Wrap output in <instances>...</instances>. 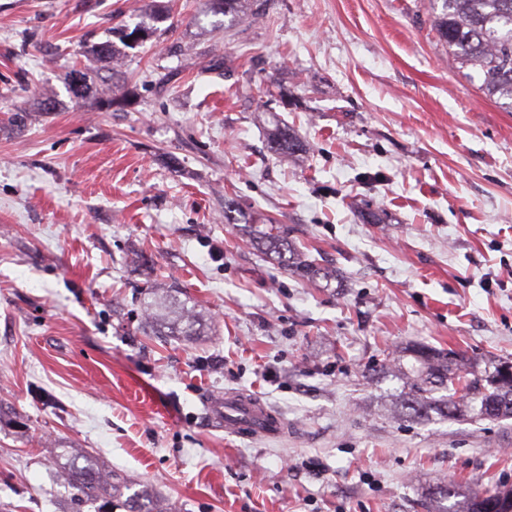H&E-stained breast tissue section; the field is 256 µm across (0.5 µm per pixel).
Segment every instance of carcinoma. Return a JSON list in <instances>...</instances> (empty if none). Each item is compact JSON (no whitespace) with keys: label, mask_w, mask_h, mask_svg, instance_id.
Returning a JSON list of instances; mask_svg holds the SVG:
<instances>
[{"label":"carcinoma","mask_w":512,"mask_h":512,"mask_svg":"<svg viewBox=\"0 0 512 512\" xmlns=\"http://www.w3.org/2000/svg\"><path fill=\"white\" fill-rule=\"evenodd\" d=\"M255 0H213L214 9L224 16L236 18L255 15ZM441 6L433 10L432 28L439 42L448 47V53L460 68L474 73L479 90L485 97L512 112V0H440ZM111 36L129 45L139 44L151 32L126 24L112 28ZM82 54L112 61L120 66L114 43L107 39L83 48ZM71 82L81 84L85 99L90 94L106 98L108 103H119V97L108 86L93 87L83 70L72 69ZM272 151L286 158L295 157L305 150L303 142L285 126L273 127L269 134ZM264 241L271 249L288 250L286 237L278 227L270 226L264 232ZM295 269L309 277L326 281L336 279V273L321 268L312 260L292 262ZM143 318L140 326L154 336H198L204 312L189 300L171 299V289L148 287L143 301ZM415 364L394 366L398 377L404 381L408 392L401 398V413L409 417H423L434 412L443 419L451 417L456 408L454 396L435 397L438 389L459 387L464 391L468 410L485 419L512 416V372H503L505 362L495 366L493 372L483 375L474 367L460 360H451L448 353L427 346L411 351ZM67 461L61 464V476L75 490L77 499L86 503H100L104 509L119 502L125 512H170L163 506V499L144 486L132 495L124 496L127 482L112 474V470L89 455L76 451L65 453ZM499 496L512 494V487L499 485L492 488L477 486L461 490L449 486L443 491L450 500L446 507L435 500L429 512H490L493 499L486 493Z\"/></svg>","instance_id":"carcinoma-1"}]
</instances>
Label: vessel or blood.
I'll use <instances>...</instances> for the list:
<instances>
[{"mask_svg": "<svg viewBox=\"0 0 512 512\" xmlns=\"http://www.w3.org/2000/svg\"><path fill=\"white\" fill-rule=\"evenodd\" d=\"M215 418L227 433L238 436L259 433L275 437L283 433L284 423L255 399L243 394L231 395L213 407Z\"/></svg>", "mask_w": 512, "mask_h": 512, "instance_id": "b4317fda", "label": "vessel or blood"}]
</instances>
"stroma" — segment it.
<instances>
[{
	"label": "stroma",
	"instance_id": "obj_1",
	"mask_svg": "<svg viewBox=\"0 0 512 512\" xmlns=\"http://www.w3.org/2000/svg\"><path fill=\"white\" fill-rule=\"evenodd\" d=\"M260 3L0 0V512H73L63 448L172 512H424L450 485H512V418H397L384 364L417 345L512 361V112L438 41L431 0ZM122 23L153 36L118 74L83 64L127 106L75 101L76 51ZM277 125L298 159L269 150ZM267 219L337 280L266 252ZM149 278L205 335L140 329ZM233 393L283 435L225 434L208 407ZM257 0H213L214 9L224 13V17L236 18L245 15H258L253 10V4ZM268 137L270 148L277 155L292 158L305 150L303 142L288 127L277 125L270 130Z\"/></svg>",
	"mask_w": 512,
	"mask_h": 512
}]
</instances>
